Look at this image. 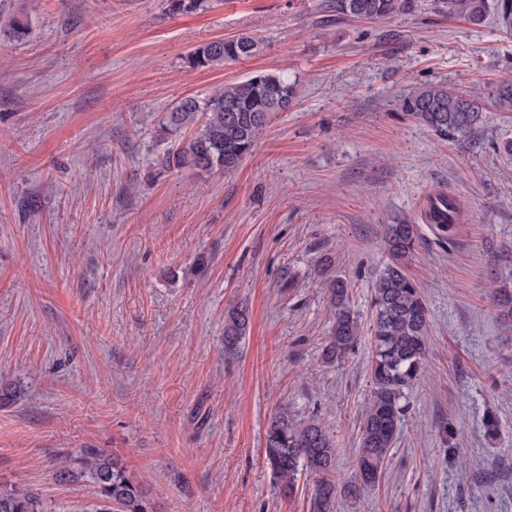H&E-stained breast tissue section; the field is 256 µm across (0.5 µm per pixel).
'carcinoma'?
Listing matches in <instances>:
<instances>
[{"instance_id":"cac0c4a2","label":"carcinoma","mask_w":512,"mask_h":512,"mask_svg":"<svg viewBox=\"0 0 512 512\" xmlns=\"http://www.w3.org/2000/svg\"><path fill=\"white\" fill-rule=\"evenodd\" d=\"M418 0H336V9L358 20L375 21L410 13ZM439 7L479 25L486 16V0H442ZM262 42L251 35L214 39L196 46L184 59L192 70L210 69L252 58ZM296 83L283 70L259 71L240 82L215 88L203 100L181 99L167 113L163 129L169 147L153 164L152 177L190 170L194 173L233 171L266 129L271 116L291 109ZM235 111L230 112L228 108ZM403 114L446 138L468 139L482 111L479 97H464L443 84H424L401 103ZM388 262L379 272L372 294L375 311L371 335V394L359 426V449L353 474L336 478V445L314 417L297 419L281 411L269 420L265 460L276 488L292 496L303 474L314 475L311 512H331L338 493L356 496L376 486L395 447L399 426L408 409V393L423 377L428 354V308L409 266L420 242L418 225L389 224L384 236ZM326 291L331 326L324 359L343 358L358 341L360 325L347 304L344 280L330 277ZM251 312L246 305L230 308L224 318V351L233 354L246 336ZM87 474L100 503L97 512H157L142 484L122 458L100 450H86L60 461L58 477H73L71 463ZM0 512H52L50 504L32 490L0 482Z\"/></svg>"}]
</instances>
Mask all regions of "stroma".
I'll list each match as a JSON object with an SVG mask.
<instances>
[{"instance_id":"1","label":"stroma","mask_w":512,"mask_h":512,"mask_svg":"<svg viewBox=\"0 0 512 512\" xmlns=\"http://www.w3.org/2000/svg\"><path fill=\"white\" fill-rule=\"evenodd\" d=\"M29 24L26 40L14 21ZM254 35V58L192 70L204 42ZM297 80L228 174L150 182L161 124L185 97L263 69ZM512 28L473 25L421 0L370 22L336 0H0V481L55 512H90L86 476L58 462L123 458L159 512H310L313 479L276 492L264 456L280 409L317 416L350 476L370 396L373 283L386 225L415 224L409 267L429 310L425 376L378 486L336 512H512ZM440 83L482 93L470 139L403 116L402 95ZM444 190L464 212L442 240L421 211ZM331 258L323 268V258ZM343 278L360 338L322 356L326 276ZM252 317L238 355L224 315ZM495 413L499 431L485 434Z\"/></svg>"}]
</instances>
